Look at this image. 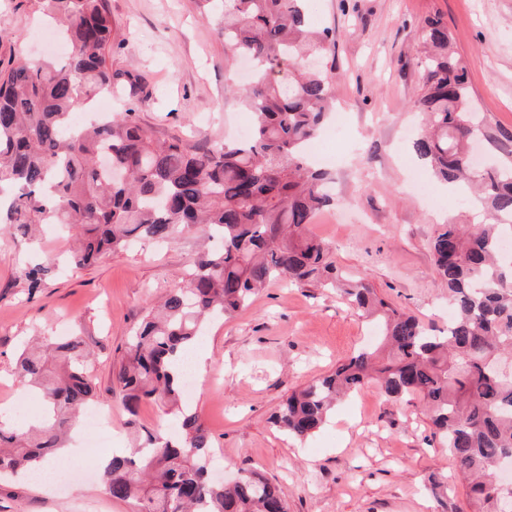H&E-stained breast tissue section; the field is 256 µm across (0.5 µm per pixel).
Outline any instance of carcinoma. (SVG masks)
Listing matches in <instances>:
<instances>
[{"label":"carcinoma","instance_id":"carcinoma-1","mask_svg":"<svg viewBox=\"0 0 512 512\" xmlns=\"http://www.w3.org/2000/svg\"><path fill=\"white\" fill-rule=\"evenodd\" d=\"M304 2L219 0L225 67L238 58L253 65L236 95L252 115L251 133L190 147L158 139L132 106L73 126L78 103L123 96L107 64V0H37L68 52L61 62L21 60L0 74V188L11 189L0 205V233L62 225L78 242L70 256L77 268L136 241H170L185 227L208 244L126 344L114 386L131 422L141 404L155 403L175 421V434L147 430L141 460L110 458L100 474L109 497L134 503L136 512H289L278 488L251 470L213 481L208 428L181 401L183 361L208 322L285 280L336 289L376 322L380 340L291 391L274 426L306 441L337 401L365 385L390 399L417 398L466 483V512H502L496 474L512 452V373L499 366L512 357V272L499 253L504 220L512 221V162L468 166L471 143L490 135L448 28L439 18L428 21L415 99L425 128L412 151L437 179L476 193L486 220L471 230L444 224L431 240L453 307L448 328L437 334L366 280L342 278L330 245L307 233L335 201L329 174L308 166L304 151L334 111L336 30H314ZM55 272L45 261L19 275L32 294ZM93 356L79 334L41 336L16 354L21 386L44 408L36 422L0 423V475H28L57 460L76 416L101 402L89 375Z\"/></svg>","mask_w":512,"mask_h":512}]
</instances>
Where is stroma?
Wrapping results in <instances>:
<instances>
[{
	"mask_svg": "<svg viewBox=\"0 0 512 512\" xmlns=\"http://www.w3.org/2000/svg\"><path fill=\"white\" fill-rule=\"evenodd\" d=\"M313 24L335 29L336 109L354 142L326 164L334 205L308 226L329 242L337 266L367 278L385 297L426 324H448V290L437 280L429 241L437 225L467 223L475 206L434 183L418 197L410 173L430 172L410 151L409 130L421 116L414 101L416 50L425 21L439 18L463 58L481 113L491 158L512 137V0H308ZM114 24L107 63L134 79L128 102L158 137L194 145L230 137L252 122L226 95L220 19L203 17L199 0H108ZM55 38L36 0H0V70L47 53ZM200 247L195 229L167 243L145 242L97 264L61 270L28 295L17 276L32 249L23 237L0 235V420L17 418L15 352L34 333L80 329L94 343L90 376L121 436L98 449L100 459L130 455L133 426L113 377L132 330L165 292L177 286ZM371 323L331 288L271 283L244 311L212 322L200 345L206 359L188 403L211 434L215 472L238 466L275 483L289 512H465L454 461L432 439L418 400L392 402L369 386L337 403L313 438L296 441L271 422L293 389L331 371L372 342ZM447 481L446 495L432 489ZM106 495L96 471L65 484L0 479V512H133Z\"/></svg>",
	"mask_w": 512,
	"mask_h": 512,
	"instance_id": "1",
	"label": "stroma"
}]
</instances>
